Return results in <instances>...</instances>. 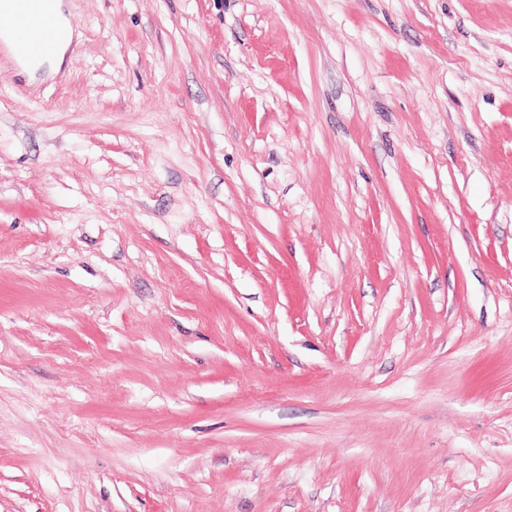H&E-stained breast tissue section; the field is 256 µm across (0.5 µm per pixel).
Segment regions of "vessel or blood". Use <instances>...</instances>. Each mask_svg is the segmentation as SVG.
<instances>
[{"label": "vessel or blood", "instance_id": "b4317fda", "mask_svg": "<svg viewBox=\"0 0 512 512\" xmlns=\"http://www.w3.org/2000/svg\"><path fill=\"white\" fill-rule=\"evenodd\" d=\"M47 0H0V20L8 22L15 49L30 58L45 55L69 37L46 8Z\"/></svg>", "mask_w": 512, "mask_h": 512}]
</instances>
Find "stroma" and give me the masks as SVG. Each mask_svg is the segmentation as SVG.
Returning <instances> with one entry per match:
<instances>
[{
  "label": "stroma",
  "mask_w": 512,
  "mask_h": 512,
  "mask_svg": "<svg viewBox=\"0 0 512 512\" xmlns=\"http://www.w3.org/2000/svg\"><path fill=\"white\" fill-rule=\"evenodd\" d=\"M0 57V512H512V0H64Z\"/></svg>",
  "instance_id": "stroma-1"
}]
</instances>
